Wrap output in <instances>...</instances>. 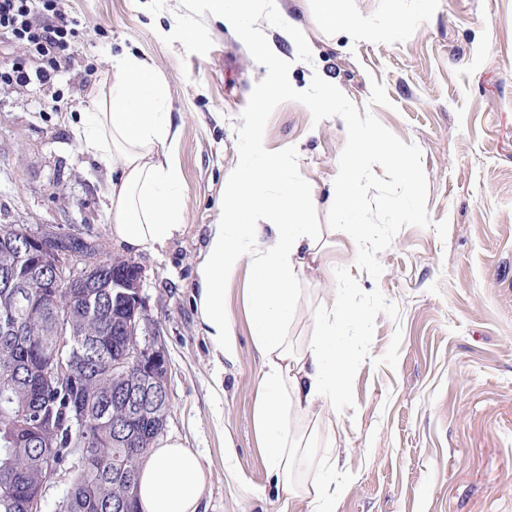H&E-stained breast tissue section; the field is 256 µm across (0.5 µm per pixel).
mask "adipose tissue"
Returning <instances> with one entry per match:
<instances>
[{
  "label": "adipose tissue",
  "instance_id": "1",
  "mask_svg": "<svg viewBox=\"0 0 512 512\" xmlns=\"http://www.w3.org/2000/svg\"><path fill=\"white\" fill-rule=\"evenodd\" d=\"M110 73L92 112L73 125L72 134L83 152L113 171L104 190L113 238L132 253L157 251L182 233L187 210L173 159L175 135L164 108V85L132 54L114 57ZM245 138L246 152L228 189L231 204L222 222L210 225L196 268L194 304L215 366L223 368L237 355L225 298L241 266H248L250 333L264 365L255 404L256 437L277 492L294 500L301 445L288 427V414L318 416L342 397L346 349L336 342V327L362 317L339 304L337 318L321 321L317 342L300 352L288 344V326L298 314L295 286L326 247L325 229L311 223L310 209H345L354 196L346 183L313 200L295 185L266 194L265 184L280 173L281 162L265 152L258 126H250ZM260 211L273 212L276 223H252ZM208 481L199 455L180 440L166 439L150 448L141 465L138 508L200 512Z\"/></svg>",
  "mask_w": 512,
  "mask_h": 512
}]
</instances>
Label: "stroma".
Returning a JSON list of instances; mask_svg holds the SVG:
<instances>
[{
  "label": "stroma",
  "instance_id": "1",
  "mask_svg": "<svg viewBox=\"0 0 512 512\" xmlns=\"http://www.w3.org/2000/svg\"><path fill=\"white\" fill-rule=\"evenodd\" d=\"M62 8L74 30L70 63L44 84L0 83V225L77 234L98 244L100 259L124 256L102 195L112 172L81 151L71 129L91 111L112 57L135 54L159 73L177 137L185 228L165 249L132 260L170 359L164 435L209 470L204 512H314L310 494L285 505L257 446L261 359L244 304L246 272L227 298L238 352L224 365L220 399L192 299L208 227L220 221L239 162L241 114L267 69L231 24L210 16L207 54L164 44L180 0H62ZM345 9L364 22L356 36L320 25L313 5L300 7L309 63L266 21L258 27L280 57L293 59L296 87L320 75L420 148L432 224L401 229L378 255L377 279L357 267L337 232L331 273L302 284L288 340H316L339 288L364 317L343 338L346 386L335 425H290L312 429L317 460L347 478L335 512H512V0H345ZM375 82L389 106H369ZM345 142L340 118L316 123L303 104H280L264 131L267 153L282 162L268 190L287 182L311 195L332 189ZM444 219L442 240L433 225Z\"/></svg>",
  "mask_w": 512,
  "mask_h": 512
}]
</instances>
